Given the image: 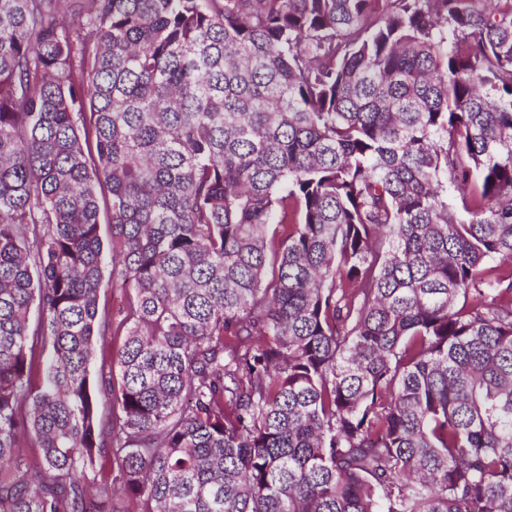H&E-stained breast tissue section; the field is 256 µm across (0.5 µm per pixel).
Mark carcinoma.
I'll return each instance as SVG.
<instances>
[{"label": "carcinoma", "instance_id": "carcinoma-1", "mask_svg": "<svg viewBox=\"0 0 512 512\" xmlns=\"http://www.w3.org/2000/svg\"><path fill=\"white\" fill-rule=\"evenodd\" d=\"M0 512H512V0H0Z\"/></svg>", "mask_w": 512, "mask_h": 512}]
</instances>
